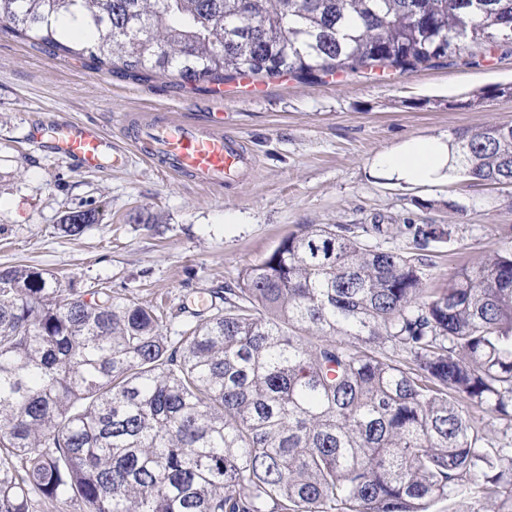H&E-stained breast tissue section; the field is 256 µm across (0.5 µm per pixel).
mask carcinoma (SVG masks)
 Returning a JSON list of instances; mask_svg holds the SVG:
<instances>
[{"mask_svg": "<svg viewBox=\"0 0 512 512\" xmlns=\"http://www.w3.org/2000/svg\"><path fill=\"white\" fill-rule=\"evenodd\" d=\"M0 28L181 85L403 74L512 50V0H0ZM511 97L512 85L448 105ZM448 173L512 185V124L448 135ZM97 213L72 208L77 236ZM407 235L414 251L384 250ZM444 224H306L177 342L160 306L0 268V512H504L475 414L512 424V249L432 285ZM67 293L63 304L56 297Z\"/></svg>", "mask_w": 512, "mask_h": 512, "instance_id": "cac0c4a2", "label": "carcinoma"}]
</instances>
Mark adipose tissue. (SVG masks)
I'll list each match as a JSON object with an SVG mask.
<instances>
[{
  "label": "adipose tissue",
  "instance_id": "ef3b65f1",
  "mask_svg": "<svg viewBox=\"0 0 512 512\" xmlns=\"http://www.w3.org/2000/svg\"><path fill=\"white\" fill-rule=\"evenodd\" d=\"M379 166L391 180L434 186L448 179V143L442 138L414 140L384 155Z\"/></svg>",
  "mask_w": 512,
  "mask_h": 512
}]
</instances>
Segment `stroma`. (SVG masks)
<instances>
[{
	"label": "stroma",
	"instance_id": "stroma-1",
	"mask_svg": "<svg viewBox=\"0 0 512 512\" xmlns=\"http://www.w3.org/2000/svg\"><path fill=\"white\" fill-rule=\"evenodd\" d=\"M512 83V54L469 66L313 81L246 76L179 86L100 71L0 31V267L31 266L73 283L171 308L235 286L242 270L304 224H446L426 252L433 285L449 271L512 248V187L461 177L437 187L378 176L375 161L405 142L458 128L512 124V97L472 109L453 101ZM214 118L252 157L236 182L209 188L158 175L137 153L96 173L30 145L31 124L92 121L122 136L121 116ZM95 209L82 235L59 229L66 210Z\"/></svg>",
	"mask_w": 512,
	"mask_h": 512
}]
</instances>
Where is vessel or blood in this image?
I'll return each mask as SVG.
<instances>
[{
  "label": "vessel or blood",
  "instance_id": "vessel-or-blood-1",
  "mask_svg": "<svg viewBox=\"0 0 512 512\" xmlns=\"http://www.w3.org/2000/svg\"><path fill=\"white\" fill-rule=\"evenodd\" d=\"M120 124L141 158L158 171L203 186H223L245 161L236 143L207 124L181 117L138 124L124 117ZM27 138L54 157L77 161L84 171L127 161L114 138L94 123L60 120L28 129Z\"/></svg>",
  "mask_w": 512,
  "mask_h": 512
}]
</instances>
